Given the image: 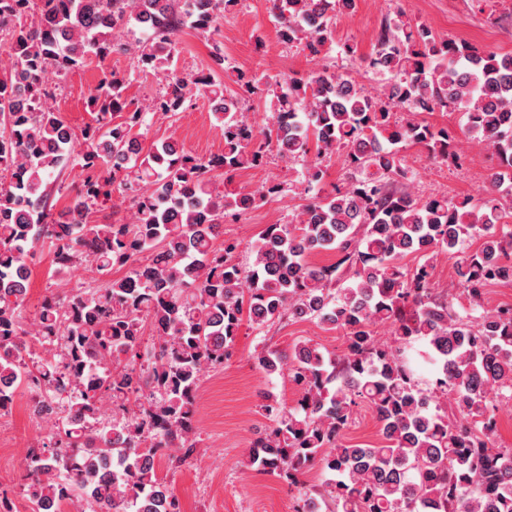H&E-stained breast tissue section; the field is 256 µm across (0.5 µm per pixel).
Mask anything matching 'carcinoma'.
<instances>
[{
    "instance_id": "1",
    "label": "carcinoma",
    "mask_w": 512,
    "mask_h": 512,
    "mask_svg": "<svg viewBox=\"0 0 512 512\" xmlns=\"http://www.w3.org/2000/svg\"><path fill=\"white\" fill-rule=\"evenodd\" d=\"M286 43L313 55L335 41L336 12L355 0H269ZM320 24L306 26L315 4ZM238 0H0V414L17 395L56 425L28 450L20 486L31 512L60 500L76 512H181L155 459L175 449L179 463L196 447V401L202 378L224 368L248 314L261 329L283 320H316L346 330L340 354L309 342L280 353L260 343L252 359L266 375L288 371L300 397L288 405L269 396V421L247 449L246 467L297 489L296 512H319L304 477L328 474L331 512H512V448L496 441V398L512 393V305L485 308L486 287L512 284V55L482 53L438 38L399 11L361 62L383 77L376 95L345 75L248 74L232 82L243 94L259 87L276 104L265 131L244 114L242 99L224 94L213 68L182 73L177 36L184 24L212 34ZM147 36L126 45L130 23ZM131 51L137 67L162 74L163 94L127 110L126 77L115 72L89 96L95 124L81 134L54 106L48 74L58 76ZM198 96L215 103L224 150L207 158L163 141L126 155L134 129L150 114L176 115ZM460 112L462 133L496 158L480 203L446 196L421 199L400 148L417 145L438 164L457 159L448 128L418 119ZM304 163L307 184L326 175L324 161L344 157L345 182L307 198L294 224H269L251 249L216 244L224 217L242 215L279 192L229 188L240 169L270 153ZM101 175L88 179L54 217L49 186L69 162ZM226 187H212L213 173ZM131 194L130 220L100 224L93 208L112 200V186ZM481 245L468 250L469 241ZM53 255L63 288L44 296L32 320L17 270L37 249ZM335 263L316 266L315 252ZM455 259V308L435 292L430 264L406 256ZM94 264L96 277L66 288L75 271ZM124 270L114 277L112 271ZM389 325L380 339L377 325ZM151 338H144V326ZM435 368L421 380L411 351ZM368 404L380 441L344 442L354 408ZM112 406V421L101 409ZM80 414L78 424L68 421ZM112 467V479L99 471Z\"/></svg>"
}]
</instances>
